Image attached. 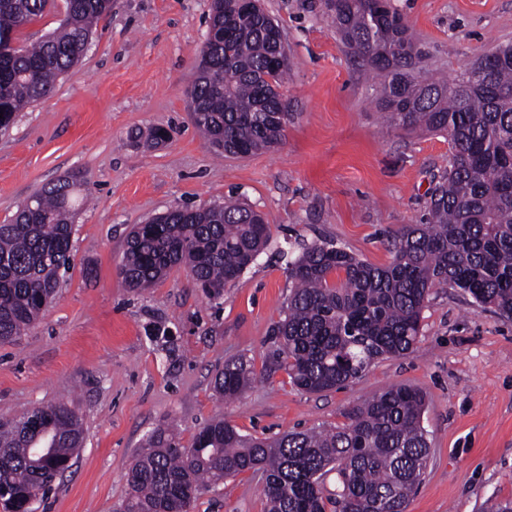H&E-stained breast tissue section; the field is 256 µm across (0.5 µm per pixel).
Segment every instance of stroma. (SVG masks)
Segmentation results:
<instances>
[{"mask_svg":"<svg viewBox=\"0 0 512 512\" xmlns=\"http://www.w3.org/2000/svg\"><path fill=\"white\" fill-rule=\"evenodd\" d=\"M455 77L512 43V0H394ZM285 32L291 117L281 144L246 157L214 153L195 129L185 90L201 58L210 0H112L80 63L0 135V224L42 186L79 174L73 260L57 295L16 341L0 345V418L62 403L82 419L74 466L34 512H121L128 468L157 429L191 447L221 418L275 437L339 426L345 408L392 385L421 391L431 450L408 512H482L512 498V319L456 288L434 289L416 352L376 360L339 390L310 393L278 367L271 328L291 283L287 256L330 242L389 264L391 241L419 223L448 163V141L388 129L376 83L344 51L325 0H262ZM172 132L155 149L139 139ZM232 196L261 212L267 252L211 300L181 268L144 290L119 275L133 225L169 209ZM249 360L252 384L220 399L226 361ZM193 512H267L262 475L203 489Z\"/></svg>","mask_w":512,"mask_h":512,"instance_id":"35a3bbf8","label":"stroma"}]
</instances>
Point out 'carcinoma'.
<instances>
[{
  "mask_svg": "<svg viewBox=\"0 0 512 512\" xmlns=\"http://www.w3.org/2000/svg\"><path fill=\"white\" fill-rule=\"evenodd\" d=\"M53 0H0V132L19 112L49 94L84 56L112 0H65V19L31 47L15 31ZM347 51L378 81L375 105L386 125L448 137V167L419 224L392 243V261L374 266L327 243L302 246L288 262L292 283L284 319L272 327L292 382L321 392L359 377L374 360L415 352L422 311L433 288L448 286L474 303L512 318V45L496 49L492 66L477 58L457 78L417 77L430 53L392 4L326 0ZM205 50L186 91L192 120L220 154L249 156L280 144L288 102L276 89L288 79L283 31L259 4L212 0ZM71 174L23 202L0 224V342L22 335L53 300L60 270L72 261ZM263 216L240 202L172 209L133 226L119 274L126 287L149 288L183 267L218 298L269 243ZM251 363L224 364L215 379L222 399L251 383ZM423 394L392 386L343 413L347 422L277 439L244 435L219 419L191 447L163 429L133 459L125 512H191L198 491L249 470L263 474L267 512H408L430 454L422 425ZM36 420L0 430L4 508L31 512L33 499L72 466L83 448L80 418L62 404L33 410ZM43 448L37 457L31 449ZM336 472V497L324 476Z\"/></svg>",
  "mask_w": 512,
  "mask_h": 512,
  "instance_id": "obj_1",
  "label": "carcinoma"
}]
</instances>
